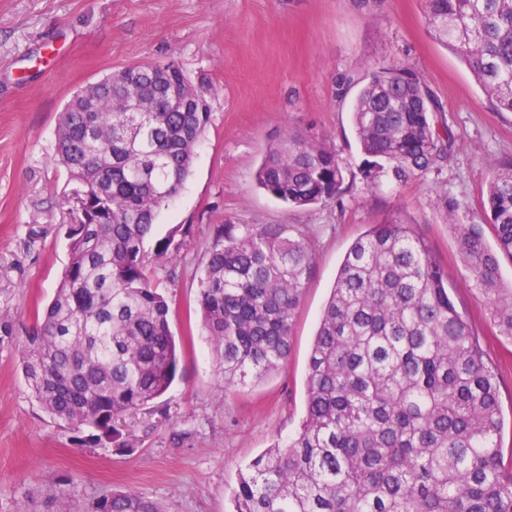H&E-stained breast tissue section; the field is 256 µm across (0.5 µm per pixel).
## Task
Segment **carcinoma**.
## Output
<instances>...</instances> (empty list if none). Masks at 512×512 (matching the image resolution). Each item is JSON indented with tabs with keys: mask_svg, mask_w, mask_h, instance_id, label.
<instances>
[{
	"mask_svg": "<svg viewBox=\"0 0 512 512\" xmlns=\"http://www.w3.org/2000/svg\"><path fill=\"white\" fill-rule=\"evenodd\" d=\"M432 33L446 41L500 109L512 112V0H424ZM143 75L158 111L117 112L124 86L105 78L94 103L62 113L57 156L79 185L69 260L45 318L21 341L22 373L42 408L71 431L122 446L116 420L162 396L177 374L169 305L148 269L172 264L179 244L145 249L159 211L189 176L210 121L168 112L172 87L189 80ZM441 111L409 68L390 63L359 90L352 120L365 178L404 183L440 168L449 139ZM336 152L290 130L256 172L265 192L293 208L336 198ZM471 283L499 335L512 340V160L497 164L482 196L496 239L463 223L461 203L437 194ZM314 269L296 224H218L199 280V310L224 391L259 382L288 359L292 328ZM447 276L417 225L377 224L339 267L307 366L299 429L239 474L234 512H512V452L504 456L499 381L476 333L448 295ZM75 478L48 490L56 512H163L134 492L75 507Z\"/></svg>",
	"mask_w": 512,
	"mask_h": 512,
	"instance_id": "obj_1",
	"label": "carcinoma"
}]
</instances>
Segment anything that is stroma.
Instances as JSON below:
<instances>
[{"mask_svg": "<svg viewBox=\"0 0 512 512\" xmlns=\"http://www.w3.org/2000/svg\"><path fill=\"white\" fill-rule=\"evenodd\" d=\"M178 66L205 96L210 123L192 173L162 208L154 236L186 225L173 265L150 270L166 296L180 349L177 377L126 418L124 447L74 439L32 397L18 344L42 322L68 263L73 188L54 161L67 102L112 71ZM397 62L432 90L451 137L440 169L404 184L369 183L351 123L373 71ZM334 149L349 192L291 208L255 181L284 130ZM512 158V112H502L461 58L431 34L423 0H0V512H51L48 488L77 480L87 504L131 490L165 512H234L239 472L295 433L305 412L307 363L336 272L372 225H418L448 272V292L477 330L497 372L501 444L512 448V340L500 336L436 195L484 223L481 196L495 163ZM217 224H296L315 272L294 321L287 363L261 382L225 391L198 313V281Z\"/></svg>", "mask_w": 512, "mask_h": 512, "instance_id": "1", "label": "stroma"}]
</instances>
